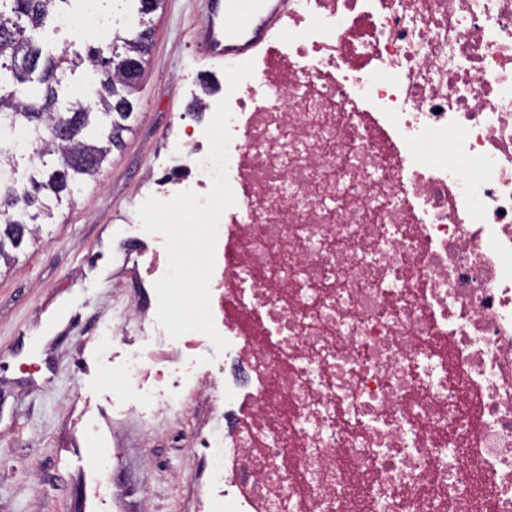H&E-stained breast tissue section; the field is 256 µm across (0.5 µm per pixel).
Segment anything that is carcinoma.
I'll use <instances>...</instances> for the list:
<instances>
[{
    "label": "carcinoma",
    "mask_w": 512,
    "mask_h": 512,
    "mask_svg": "<svg viewBox=\"0 0 512 512\" xmlns=\"http://www.w3.org/2000/svg\"><path fill=\"white\" fill-rule=\"evenodd\" d=\"M67 0H0V135L24 130L37 148L36 162L19 174L15 154L0 149V262L10 264L24 238L18 225L51 218L54 209L74 200L79 186L93 180L112 149L123 141L133 112L130 96L143 76L151 41L149 31L125 38L124 57L137 66L129 78L101 49L71 56L63 50L45 55L29 31ZM85 67L93 75V104L67 100L59 91L67 74Z\"/></svg>",
    "instance_id": "cac0c4a2"
}]
</instances>
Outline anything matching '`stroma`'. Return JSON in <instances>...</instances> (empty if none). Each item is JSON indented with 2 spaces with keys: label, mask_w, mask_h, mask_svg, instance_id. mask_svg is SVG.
<instances>
[{
  "label": "stroma",
  "mask_w": 512,
  "mask_h": 512,
  "mask_svg": "<svg viewBox=\"0 0 512 512\" xmlns=\"http://www.w3.org/2000/svg\"><path fill=\"white\" fill-rule=\"evenodd\" d=\"M103 4L113 32L146 21L151 53L121 149L0 270V512H83L85 479L65 462L88 416L113 425L112 366L140 342L125 310L150 295L140 252L151 235L136 210L149 196L164 200L176 191L160 178L183 155L179 118L205 129L210 114L202 103L224 96L222 65L195 50L205 0H165L144 17L138 0ZM112 322L126 332L103 342L100 327ZM46 331L50 339L35 346ZM115 427L118 456L100 476L117 504L105 512H140L145 498L152 512H200L204 464L186 450L177 422L134 411Z\"/></svg>",
  "instance_id": "stroma-1"
}]
</instances>
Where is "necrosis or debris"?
<instances>
[{
  "label": "necrosis or debris",
  "instance_id": "obj_1",
  "mask_svg": "<svg viewBox=\"0 0 512 512\" xmlns=\"http://www.w3.org/2000/svg\"><path fill=\"white\" fill-rule=\"evenodd\" d=\"M289 9L230 98L229 346L150 320L112 410L206 397L205 512H512V0ZM53 24L112 37L101 0Z\"/></svg>",
  "mask_w": 512,
  "mask_h": 512
}]
</instances>
